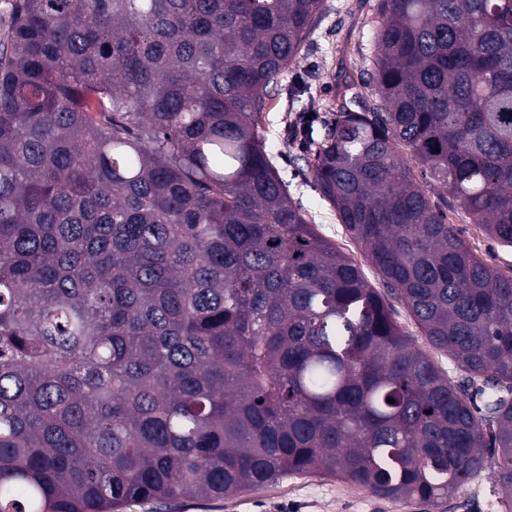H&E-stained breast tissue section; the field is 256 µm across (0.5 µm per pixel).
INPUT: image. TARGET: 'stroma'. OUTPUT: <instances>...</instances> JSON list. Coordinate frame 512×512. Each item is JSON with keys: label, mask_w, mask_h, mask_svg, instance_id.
<instances>
[{"label": "stroma", "mask_w": 512, "mask_h": 512, "mask_svg": "<svg viewBox=\"0 0 512 512\" xmlns=\"http://www.w3.org/2000/svg\"><path fill=\"white\" fill-rule=\"evenodd\" d=\"M378 4L379 0H324L321 17L296 61L283 74L279 94L268 104L262 131L292 203L302 209L322 237L360 268L371 287L380 289L384 286L381 276L345 226L339 224L335 210L307 173L305 144L290 136L293 125L306 121L314 139H321L333 109L345 105L356 110L370 103L365 72L373 56ZM449 198L442 188L432 195L436 206L446 208L449 223L471 249L501 275L512 276V249L499 246L481 225L469 223ZM393 309L396 321L415 347L452 382H460L461 368L446 353L429 345L405 306L397 301ZM497 497L493 479L486 474L470 480L435 509L417 500L381 498L330 476L291 473L224 499H188L164 509L151 502H130L123 512H500Z\"/></svg>", "instance_id": "35a3bbf8"}]
</instances>
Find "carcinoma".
Segmentation results:
<instances>
[{
    "label": "carcinoma",
    "instance_id": "cac0c4a2",
    "mask_svg": "<svg viewBox=\"0 0 512 512\" xmlns=\"http://www.w3.org/2000/svg\"><path fill=\"white\" fill-rule=\"evenodd\" d=\"M322 5L13 0L0 512L222 499L287 472L437 507L487 470L512 512V276L430 199L512 248V0H379L372 103L340 106L307 161L458 384L266 150ZM390 298L393 305L394 316L401 328L410 335L414 346L428 355L445 373L448 374V379L457 384L463 377V371L448 355L438 349L433 348L427 342L426 338L422 336L419 328L414 322L411 315L408 313L405 306L396 299Z\"/></svg>",
    "mask_w": 512,
    "mask_h": 512
}]
</instances>
